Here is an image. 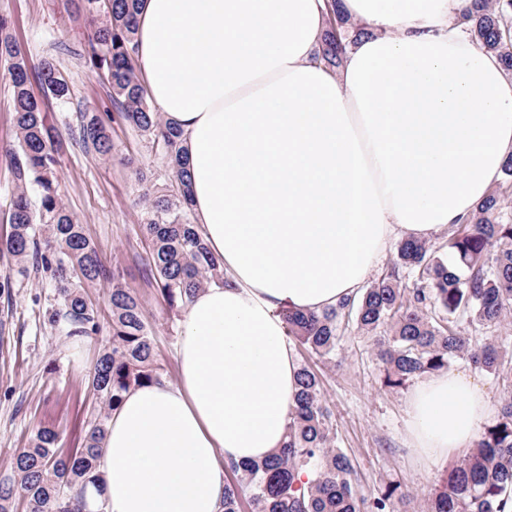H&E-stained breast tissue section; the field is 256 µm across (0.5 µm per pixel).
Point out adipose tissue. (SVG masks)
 Masks as SVG:
<instances>
[{
    "label": "adipose tissue",
    "instance_id": "obj_1",
    "mask_svg": "<svg viewBox=\"0 0 512 512\" xmlns=\"http://www.w3.org/2000/svg\"><path fill=\"white\" fill-rule=\"evenodd\" d=\"M471 0H341L362 31L321 60L326 0H144L143 83L177 124L193 210L226 284L182 314L178 378L130 390L108 422L106 512H222L230 463L286 440L299 362L288 309L357 295L392 238L474 212L512 155V78L458 18ZM495 406L449 369L408 399L413 446L469 448Z\"/></svg>",
    "mask_w": 512,
    "mask_h": 512
}]
</instances>
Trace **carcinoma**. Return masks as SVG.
I'll return each mask as SVG.
<instances>
[{
    "label": "carcinoma",
    "mask_w": 512,
    "mask_h": 512,
    "mask_svg": "<svg viewBox=\"0 0 512 512\" xmlns=\"http://www.w3.org/2000/svg\"><path fill=\"white\" fill-rule=\"evenodd\" d=\"M83 2L91 19L106 17L89 43L91 67L106 79L123 122L153 140L169 171L172 189L153 191L142 227L152 259L150 273L168 308L180 311L196 292L224 283V268L188 220L193 199L181 134L151 106L139 78L134 43L144 0ZM507 8H512V0H472L461 21L480 47L494 52L504 69L512 71V44H507L502 29ZM342 43L336 28L326 31L322 59L328 68L342 65ZM0 62L11 88L17 138L10 155L15 192L9 230L0 238V247L23 277L29 276L33 258L39 268L53 272L58 308L50 321L65 322L70 336H87L98 328L99 310L87 289L111 285L106 306L112 326V345L99 355L87 380L98 408L83 446L65 453L57 448L54 429L38 428L28 447L12 459L13 479L0 483V512H17V487L23 512H84V490L98 480L97 461L112 412L129 389L159 381L163 368L139 298L125 287L118 269L102 262L86 226L58 194L54 126L43 98L67 102L68 81L50 62L34 70L2 17ZM34 78L42 86L41 99L32 92ZM108 120L107 113L81 115L82 142L100 155L112 153ZM31 191L38 196L36 207ZM499 206V197L491 194L473 216L449 231L445 247L450 262L425 241H401L396 265L417 272L410 287L393 272L362 290L355 302L319 313L286 312L288 340L320 360H331L343 325L352 322L373 335L383 383L390 389L424 373L446 370L461 356L512 381V353L504 344L458 330L463 321L483 327L512 317V224L497 221ZM298 383L284 447L262 463L230 466L237 480L224 488L223 512H241L244 496L250 512H399L397 504L410 497L400 485L390 484L370 498L361 492L350 456L335 445L336 428L316 371L301 365ZM510 497L512 395L502 399L496 421L478 433L474 448L448 466L426 512H504Z\"/></svg>",
    "instance_id": "obj_1"
}]
</instances>
